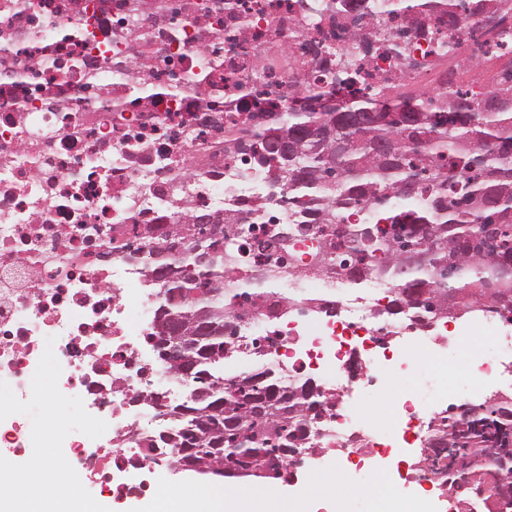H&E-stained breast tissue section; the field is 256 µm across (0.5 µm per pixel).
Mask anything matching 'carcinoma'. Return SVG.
<instances>
[{"instance_id": "1", "label": "carcinoma", "mask_w": 512, "mask_h": 512, "mask_svg": "<svg viewBox=\"0 0 512 512\" xmlns=\"http://www.w3.org/2000/svg\"><path fill=\"white\" fill-rule=\"evenodd\" d=\"M397 27L374 32L378 0H311L307 11L342 22L350 45L336 49V69H324L327 39L308 43L311 72L296 99L347 90L356 96L351 112H253L248 123L230 130L224 155L253 160L271 182L287 184L289 208L313 207L323 224L338 229L318 241L327 257L321 269L350 281L371 278L399 288L380 314L391 308H418L431 318L448 316V303L463 318L475 311L512 312V61L488 91L474 92L454 82L448 94L410 97L403 84L366 83L378 59L388 66L416 67L405 38L408 30L431 33L433 21L467 28L481 16L480 36L509 41L512 15L502 0H387ZM377 104L408 105L416 119L398 126L359 128L366 110ZM288 140L283 153L282 140ZM352 200L366 208L371 224H346L339 206ZM223 233L205 224H179L165 244L146 256L153 280L165 288L158 322L181 311L188 336L180 358L194 367L187 385L195 399L178 443L154 445L179 451L183 469L227 478L288 480L284 459L303 447L312 425L335 406L338 394L269 372L258 379L246 372L227 374L224 363L237 355L228 332L243 305L258 296L273 310L281 296L256 291L252 270L268 264L276 242L245 235L231 210ZM199 240L214 254L200 265L194 258L167 255L184 238ZM422 253L413 266L401 256ZM428 447L448 449V460L477 485L497 487L512 501V398L431 421Z\"/></svg>"}]
</instances>
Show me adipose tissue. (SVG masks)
Wrapping results in <instances>:
<instances>
[{
    "label": "adipose tissue",
    "instance_id": "obj_1",
    "mask_svg": "<svg viewBox=\"0 0 512 512\" xmlns=\"http://www.w3.org/2000/svg\"><path fill=\"white\" fill-rule=\"evenodd\" d=\"M67 474L59 467L32 463L23 479L0 477V512H82L74 497L64 494ZM154 512H244L241 496L218 482L198 485L193 496L175 493L159 500Z\"/></svg>",
    "mask_w": 512,
    "mask_h": 512
}]
</instances>
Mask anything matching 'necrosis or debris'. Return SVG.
<instances>
[{
  "label": "necrosis or debris",
  "instance_id": "4bbe7bcc",
  "mask_svg": "<svg viewBox=\"0 0 512 512\" xmlns=\"http://www.w3.org/2000/svg\"><path fill=\"white\" fill-rule=\"evenodd\" d=\"M304 14L302 0H0V75H10L0 78V388L17 407L45 393L83 405L80 430L61 425L48 437L0 411V448H67L78 477L119 496L161 493L153 477L168 457L149 443L176 426L149 415L190 400L183 382L146 378L159 291L128 253L161 246L199 209L262 216L270 234L291 225L288 253L272 263L302 311L256 306L240 338H269L267 358L289 378L319 371L339 392L352 387L345 367L356 353L368 374L405 377L447 369L476 328L496 342L494 356L458 364V384L428 388L423 399L400 392L390 420L354 408L324 418L312 446L335 454L340 480L364 472L397 497L394 466L425 427V401L512 391V315L423 338L414 314L379 320L391 286L294 276L315 252V214L293 215L264 172L225 160V135L210 121L230 82L260 66L274 82L271 100L287 101L303 70ZM479 26L475 18L469 29H444L457 57L412 71L408 84L445 92L449 71L478 55ZM140 61L172 95L105 110L128 99ZM381 329L393 345L375 344Z\"/></svg>",
  "mask_w": 512,
  "mask_h": 512
}]
</instances>
